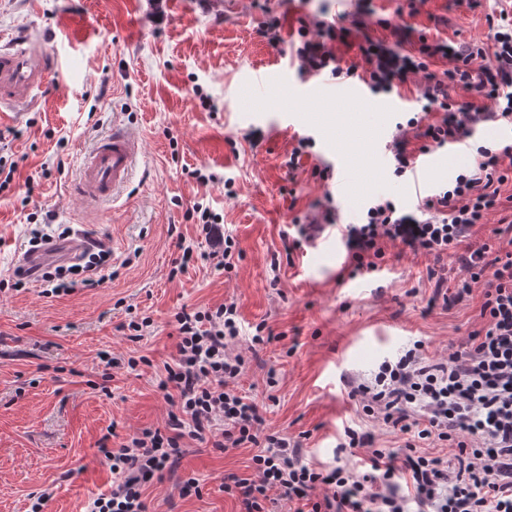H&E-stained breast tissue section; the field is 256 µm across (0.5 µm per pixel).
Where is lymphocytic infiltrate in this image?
Masks as SVG:
<instances>
[{
    "mask_svg": "<svg viewBox=\"0 0 512 512\" xmlns=\"http://www.w3.org/2000/svg\"><path fill=\"white\" fill-rule=\"evenodd\" d=\"M351 34L322 20L301 21L298 72L356 79L376 96L397 93L418 78L419 108L397 125L387 147L394 176L412 174L417 155L448 145L465 146L473 160L448 185L419 197L414 208L377 197L357 222L340 225L349 273L377 272L389 244L451 261L462 273L454 301L482 288V327L445 357H424L417 345L383 361L371 380L348 381V397L403 446L387 453L376 448L373 433L348 428L335 465L326 468L308 461L299 441L262 433L257 403L237 389L245 361L227 352L240 333L236 303L180 309L172 323L177 355L159 383L170 406L165 425L105 450L112 485L89 501L86 512H147V484L178 465L185 440L208 437L217 448L254 451V476L224 478L225 493L240 496L245 512H267L270 500L292 505L293 512H512V224L491 228L478 247L465 244L499 206L502 186L512 185V145L476 137L488 126L512 128V11L489 17L484 37L424 41L412 51L366 35L357 45L358 61L346 64L336 48L348 45ZM439 59L448 68L434 70ZM455 88L477 91L486 106L456 101ZM185 216L206 241L217 243L209 260L231 270L235 241L222 232V216L201 202ZM496 241L507 242V251L493 249ZM110 261V251L101 249L87 253L83 263L44 272L42 279L57 293L80 283L89 287L87 271L108 268ZM447 446L454 450L451 458L434 455V448ZM319 488L324 496L313 500Z\"/></svg>",
    "mask_w": 512,
    "mask_h": 512,
    "instance_id": "obj_1",
    "label": "lymphocytic infiltrate"
}]
</instances>
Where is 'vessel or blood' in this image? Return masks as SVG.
<instances>
[{"mask_svg":"<svg viewBox=\"0 0 512 512\" xmlns=\"http://www.w3.org/2000/svg\"><path fill=\"white\" fill-rule=\"evenodd\" d=\"M39 44L23 46L19 43L0 47V107L27 108L36 101V92L45 85L50 75L49 65L36 64L41 54ZM142 139L126 128L113 129L88 152L76 176L75 193L90 209L114 197L128 181L133 163L140 154ZM439 158L426 153L416 160L415 186L424 190Z\"/></svg>","mask_w":512,"mask_h":512,"instance_id":"1","label":"vessel or blood"}]
</instances>
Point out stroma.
I'll return each mask as SVG.
<instances>
[{"label": "stroma", "instance_id": "stroma-1", "mask_svg": "<svg viewBox=\"0 0 512 512\" xmlns=\"http://www.w3.org/2000/svg\"><path fill=\"white\" fill-rule=\"evenodd\" d=\"M405 0H0V33L40 42L55 67L37 103L0 117V149L17 161L15 181L0 192V280L18 270L34 231L52 243L81 241L112 252V273L91 288L0 292V512H26L30 494L51 489L45 512H85L112 473L103 451L132 433L163 426L168 404L158 388L177 354L171 326L180 308L236 302L240 335L232 352L249 363L239 386L262 407L264 428L303 436L310 460L329 464L345 428L372 432L376 448L399 451L400 439L360 415L347 377H369L415 342L428 357L480 329L481 295L444 299L429 271L432 257L387 246L379 272L349 277L348 255L335 246L302 245L299 218L335 207L355 221L372 196L414 204L397 180L385 145L406 110L384 112L354 101L303 96L292 61L299 21L359 20L382 36L373 17ZM419 37L470 40L487 30L495 0H416ZM278 21V43L260 31ZM269 74L264 85L254 73ZM139 133L143 148L117 202L87 214L71 182L87 150L113 126ZM260 131L249 141L251 131ZM314 142L296 170L286 161L300 138ZM349 161L350 186L313 177L314 166ZM200 169L218 175L207 185ZM29 204L18 196L26 180ZM205 200L222 215L240 254L231 271L205 260L200 228L185 218ZM196 258L173 267L181 243ZM279 269H272V260ZM150 318L146 335L129 337L132 318ZM273 338L252 346L257 324ZM137 359L112 369L110 357ZM277 384L268 388V372ZM252 449L190 442L177 473L146 490L150 512H243L224 493L225 476L251 475ZM193 475L201 496L180 497Z\"/></svg>", "mask_w": 512, "mask_h": 512}]
</instances>
